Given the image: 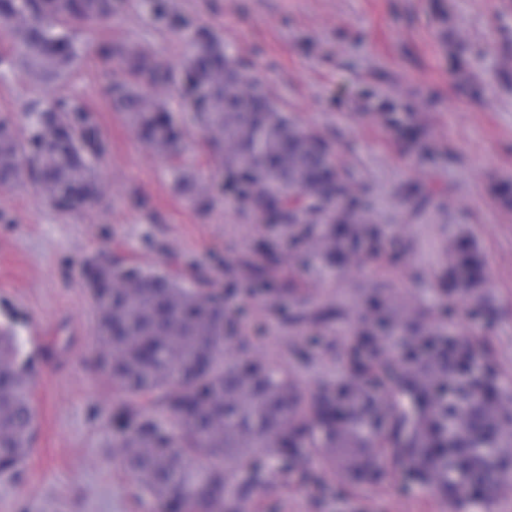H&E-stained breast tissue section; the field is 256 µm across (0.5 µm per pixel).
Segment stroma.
Here are the masks:
<instances>
[{"instance_id": "stroma-1", "label": "stroma", "mask_w": 512, "mask_h": 512, "mask_svg": "<svg viewBox=\"0 0 512 512\" xmlns=\"http://www.w3.org/2000/svg\"><path fill=\"white\" fill-rule=\"evenodd\" d=\"M212 30L306 128L333 140L341 168L365 188L382 231L356 263L328 269L298 234L262 224L228 202L201 212L176 188L191 169L203 184L224 180L209 156L181 87L154 90L184 133L178 158L144 144L105 90L112 81L96 53L103 41L134 42L180 69L184 32ZM85 51L63 81L37 84L22 68L0 78V117L27 133L31 100L70 97L92 111L108 142L93 169L100 202L79 214L48 204L35 185L0 188V324L13 327L34 359L36 432L16 470L0 474V512H159L127 476L112 445V415L125 393L94 365L95 305L90 260L117 254L145 268L172 265L202 274L241 315L242 339L224 358L248 354L292 375L311 393L348 376L353 332L373 295L408 324L458 339L481 337L512 380V209L497 183L512 181V0H122L106 24L79 27ZM416 113L437 149L409 152L380 117L383 103ZM441 188L435 206L412 216L401 189ZM480 250L483 301L448 293L442 276L460 237ZM267 243L277 262L259 278ZM248 512H446L400 470L376 484L353 483L318 459L268 469Z\"/></svg>"}]
</instances>
